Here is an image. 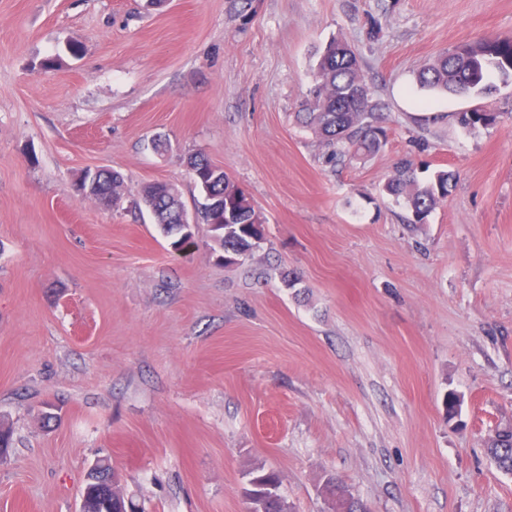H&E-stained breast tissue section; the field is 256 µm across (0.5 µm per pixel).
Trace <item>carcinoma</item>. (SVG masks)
I'll use <instances>...</instances> for the list:
<instances>
[{"instance_id":"carcinoma-1","label":"carcinoma","mask_w":512,"mask_h":512,"mask_svg":"<svg viewBox=\"0 0 512 512\" xmlns=\"http://www.w3.org/2000/svg\"><path fill=\"white\" fill-rule=\"evenodd\" d=\"M512 60V38L482 40L457 47L422 68L416 83L427 92L469 94L491 90L486 83V68L493 65L509 77L503 59ZM296 122L313 132L328 152L329 159L342 163L348 156L367 157L378 153L386 142L383 104L375 96L361 70L359 57L346 42L332 39L321 52L313 72L303 111L295 113ZM501 115L487 109L462 112L458 122L465 128L489 127L500 122ZM192 180L203 196L197 207V222L209 226L211 239L223 249H231L242 260L255 242L264 239V225L248 195L213 164L197 153L188 158ZM420 167L406 160L379 188L380 195L403 201L410 213L408 222L423 224L436 206L448 197L455 184V173L438 170L429 181L419 177ZM100 187L83 196L103 207L109 194L126 196L124 175L108 169ZM136 205L144 206L164 234L178 236L174 244L185 246L194 238L184 235L180 223L184 203L178 190L166 181L144 184ZM488 454L503 472L512 474V427H505L487 445ZM249 478L261 486L263 496L248 502V512H280V479L276 472L256 467ZM91 512H136L112 466L89 474L85 484ZM323 493L332 512H366V504L349 493L335 478L327 479Z\"/></svg>"}]
</instances>
